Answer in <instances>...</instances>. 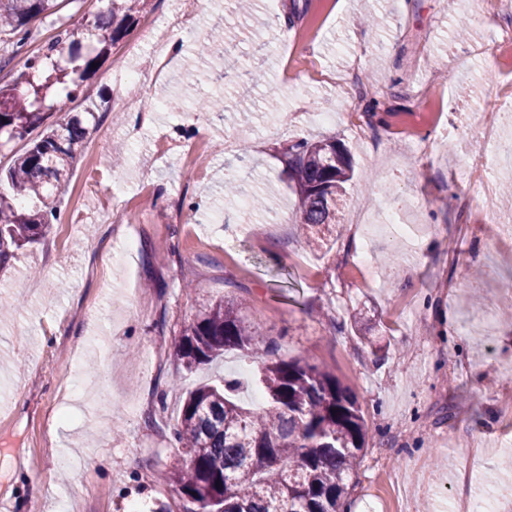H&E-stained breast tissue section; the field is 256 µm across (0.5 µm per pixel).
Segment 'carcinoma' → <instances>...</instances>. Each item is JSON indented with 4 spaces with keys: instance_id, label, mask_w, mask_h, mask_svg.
I'll use <instances>...</instances> for the list:
<instances>
[{
    "instance_id": "cac0c4a2",
    "label": "carcinoma",
    "mask_w": 512,
    "mask_h": 512,
    "mask_svg": "<svg viewBox=\"0 0 512 512\" xmlns=\"http://www.w3.org/2000/svg\"><path fill=\"white\" fill-rule=\"evenodd\" d=\"M144 0H105L85 30L96 44L83 45L72 31L27 55L30 25L58 12V0H0V49L13 59L27 56L34 70L53 54L66 66L45 83L26 74L0 82V135L23 140L44 121L48 90L66 85L65 97H78L87 76L112 46L136 24ZM98 122L92 109L44 130L29 148L0 170V268L15 252L36 242L59 218L55 189L68 178L84 149L87 123ZM354 163L334 138H301L288 146V188L297 199L296 223L312 251L328 245L338 224ZM254 332L233 302L220 300L183 331L174 355L192 371L224 355L249 351ZM254 352L257 382L266 394L259 410L245 407L237 383L204 385L184 401L172 440L181 448L165 471L175 487L178 510L155 499L149 512H345L367 427L353 391L335 373L303 359H272Z\"/></svg>"
}]
</instances>
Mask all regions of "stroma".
<instances>
[{
	"instance_id": "obj_1",
	"label": "stroma",
	"mask_w": 512,
	"mask_h": 512,
	"mask_svg": "<svg viewBox=\"0 0 512 512\" xmlns=\"http://www.w3.org/2000/svg\"><path fill=\"white\" fill-rule=\"evenodd\" d=\"M255 2L242 16L234 0H203L192 28L173 33L171 77L133 98L117 76L143 70L153 46L126 47L173 11V0H149L85 95L45 120L111 100L56 192L58 223L0 271V501L15 512L176 501L154 469L178 455L169 435L187 393L235 378L254 401L243 352L193 372L173 355L221 299L244 302L258 349L327 367L356 394L368 435L350 512H448L470 489L512 496V480L493 477L512 466L500 410L512 397V323L500 318L512 311V236L498 229L512 224V203L496 192L512 180L496 148L512 141V54L494 40L512 18L497 0ZM366 6L379 27L357 23ZM99 7L61 0L32 23L29 53ZM217 24L234 63L195 53ZM354 72L385 90L377 110L345 85ZM418 81L435 99L410 95ZM206 94L223 97V114L197 109ZM320 112L335 118L319 123ZM488 112L504 117L491 136ZM321 136L345 143L356 175L330 250L311 252L297 240L284 155ZM228 176L269 209L225 198Z\"/></svg>"
}]
</instances>
